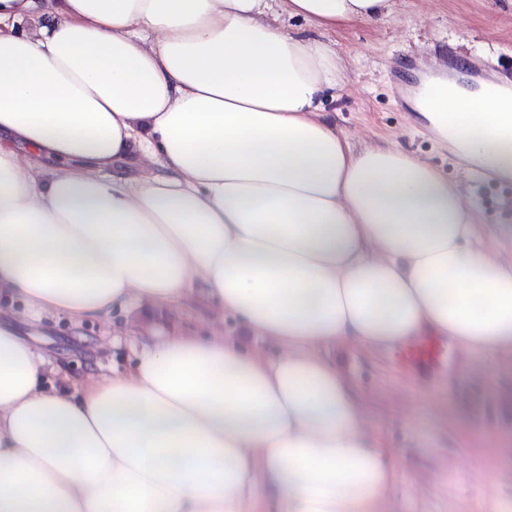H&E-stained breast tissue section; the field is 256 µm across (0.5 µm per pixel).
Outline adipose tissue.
<instances>
[{
    "label": "adipose tissue",
    "mask_w": 512,
    "mask_h": 512,
    "mask_svg": "<svg viewBox=\"0 0 512 512\" xmlns=\"http://www.w3.org/2000/svg\"><path fill=\"white\" fill-rule=\"evenodd\" d=\"M395 5L0 0V293L77 322L199 295L246 333L76 381L0 325V512H380L396 467L324 350L512 352L474 204L324 112L322 34ZM415 105L512 174L511 89L431 77Z\"/></svg>",
    "instance_id": "1"
}]
</instances>
